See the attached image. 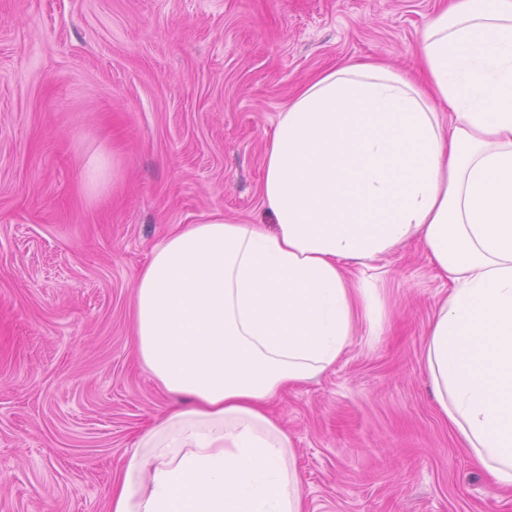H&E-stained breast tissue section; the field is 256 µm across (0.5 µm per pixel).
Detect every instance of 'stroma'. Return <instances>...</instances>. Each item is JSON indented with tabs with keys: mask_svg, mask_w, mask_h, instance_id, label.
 <instances>
[{
	"mask_svg": "<svg viewBox=\"0 0 512 512\" xmlns=\"http://www.w3.org/2000/svg\"><path fill=\"white\" fill-rule=\"evenodd\" d=\"M441 0H0V512H107L174 403L135 353L138 273L176 224H267L266 141L297 87L412 70ZM106 157L97 183L87 166ZM382 308L272 410L306 512H512L442 416L425 331L448 282L419 240Z\"/></svg>",
	"mask_w": 512,
	"mask_h": 512,
	"instance_id": "stroma-1",
	"label": "stroma"
}]
</instances>
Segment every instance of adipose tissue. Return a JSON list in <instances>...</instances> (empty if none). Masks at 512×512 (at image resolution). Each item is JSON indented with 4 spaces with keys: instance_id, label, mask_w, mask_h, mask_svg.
<instances>
[{
    "instance_id": "ef3b65f1",
    "label": "adipose tissue",
    "mask_w": 512,
    "mask_h": 512,
    "mask_svg": "<svg viewBox=\"0 0 512 512\" xmlns=\"http://www.w3.org/2000/svg\"><path fill=\"white\" fill-rule=\"evenodd\" d=\"M418 56L421 81L366 60L297 90L264 150L273 227L218 211L153 249L137 352L190 403L139 436L109 512H305L268 404L377 320L366 272L412 238L449 284L424 347L435 399L512 489V0H450Z\"/></svg>"
}]
</instances>
